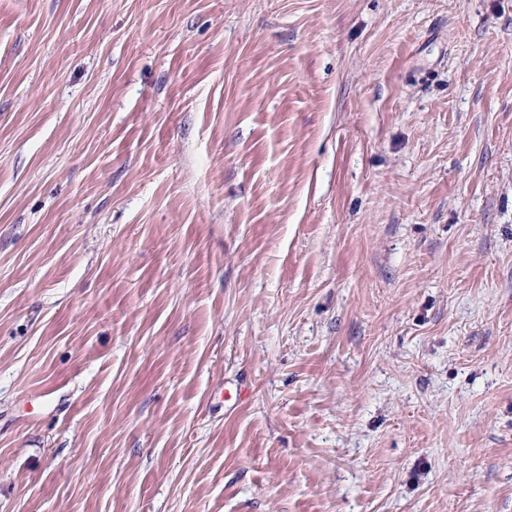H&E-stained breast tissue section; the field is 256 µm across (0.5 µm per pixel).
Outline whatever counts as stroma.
I'll return each instance as SVG.
<instances>
[{
	"label": "stroma",
	"mask_w": 512,
	"mask_h": 512,
	"mask_svg": "<svg viewBox=\"0 0 512 512\" xmlns=\"http://www.w3.org/2000/svg\"><path fill=\"white\" fill-rule=\"evenodd\" d=\"M0 512H512V0H0Z\"/></svg>",
	"instance_id": "stroma-1"
}]
</instances>
